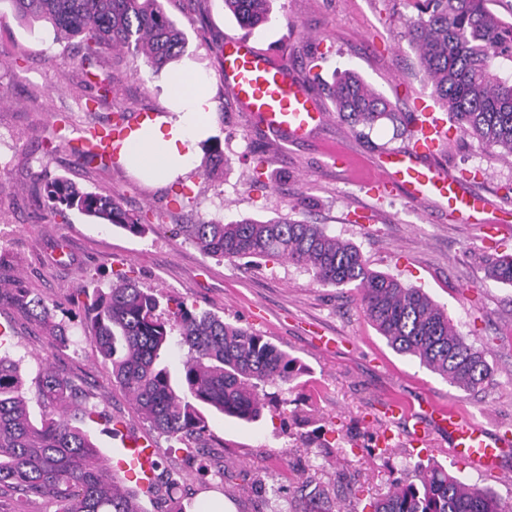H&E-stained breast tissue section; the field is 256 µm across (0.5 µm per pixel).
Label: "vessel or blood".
<instances>
[{
    "label": "vessel or blood",
    "mask_w": 512,
    "mask_h": 512,
    "mask_svg": "<svg viewBox=\"0 0 512 512\" xmlns=\"http://www.w3.org/2000/svg\"><path fill=\"white\" fill-rule=\"evenodd\" d=\"M218 76L241 108L270 131L302 139L326 120V114L284 59L260 51L243 39L224 42L223 64ZM137 119H127L117 129L95 127L81 131L78 141L95 153L119 157L124 141ZM418 139L412 148L386 154L379 161L383 173L372 182L374 190L404 189L412 200L434 199L455 214L478 213L484 223L500 224L499 213L482 195L466 191L445 169L426 162L444 131L425 104L415 116ZM432 428L447 433L454 460L479 474L498 477L506 456L512 454V435L492 436L452 408L426 405ZM117 467L144 488L155 478L156 448L140 437H124L117 451Z\"/></svg>",
    "instance_id": "b4317fda"
}]
</instances>
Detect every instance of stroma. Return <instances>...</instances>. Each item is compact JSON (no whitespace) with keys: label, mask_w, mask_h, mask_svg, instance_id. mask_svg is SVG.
I'll use <instances>...</instances> for the list:
<instances>
[{"label":"stroma","mask_w":512,"mask_h":512,"mask_svg":"<svg viewBox=\"0 0 512 512\" xmlns=\"http://www.w3.org/2000/svg\"><path fill=\"white\" fill-rule=\"evenodd\" d=\"M162 4L185 32L183 58L201 70L216 107L207 139L194 146V169L167 187L144 184L122 165L74 167L65 147L49 153L45 145L57 129L73 138L111 122L120 108L159 115L168 71L156 74L142 60L118 63L106 56L115 90L85 111L89 90L68 63L78 50L75 39L48 21L20 20L9 4L0 5V260L31 294L58 302L54 319L75 336L74 343L51 348L43 323L0 305V328L12 357L29 376L46 358L88 392L89 405L99 413L89 430L107 470L115 468L120 435L150 436L164 451L156 492L139 497L143 512H167L174 499L185 512H206L215 499L223 500L226 512H289L303 472L365 505L405 469L433 461L512 508V455L504 462V477L485 478L453 461L447 436H433L425 449L411 446L410 419L404 418L391 426L395 439L387 454L375 460L367 454L382 430L374 417L392 396L410 405L411 418L422 424L427 418L421 406L431 400L490 430H512V285L485 273L490 255L512 254V225L497 227L490 237L478 221L450 215L432 199L414 202L397 190L370 191L378 158L407 149L411 140L387 120L360 136L337 117L323 90L339 72L353 70L395 111L433 103L408 35L416 10L409 0H274L271 21L249 32L225 13L224 0H210L204 28L187 0ZM227 36L248 37L257 49L288 60L325 111V123L298 141L254 123L215 68L210 46ZM336 151L348 153L351 165L336 164ZM217 154L223 166L208 169ZM437 162L512 215V161L492 156L452 126ZM44 170L87 190L115 194L126 209L151 210L161 219L133 235L74 210L50 217L33 187ZM286 213L354 243L372 269L423 289L443 305L469 342L486 348L490 377L484 385L459 390L418 359L393 351L365 317L353 288L317 285L289 262L203 256L180 230L202 220ZM122 277L253 329L299 359L306 368L301 384L280 391L253 424L209 413L218 443L204 453H167L166 439L151 434L113 389L110 364L79 335L86 291L109 289ZM322 335L338 337L335 352L317 349L314 339ZM228 471L236 480L225 479Z\"/></svg>","instance_id":"1"}]
</instances>
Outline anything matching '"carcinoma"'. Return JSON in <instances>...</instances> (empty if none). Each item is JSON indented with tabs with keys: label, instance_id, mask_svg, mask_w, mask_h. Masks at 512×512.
<instances>
[{
	"label": "carcinoma",
	"instance_id": "1",
	"mask_svg": "<svg viewBox=\"0 0 512 512\" xmlns=\"http://www.w3.org/2000/svg\"><path fill=\"white\" fill-rule=\"evenodd\" d=\"M20 18L44 19L79 38L71 58L95 95L90 104L112 94L114 77L103 62L107 49L127 50L158 71L177 60L185 33L160 0H7ZM417 11L409 36L432 96L459 131L488 152L512 157V23L492 12L489 0H409ZM224 10L240 26L268 23L272 0H224ZM335 111L354 129H371L388 120L403 121L391 102L356 72H342L330 88ZM77 166L105 164L106 157L70 146ZM37 189L47 211L62 216L76 210L141 234L145 215L123 207L115 195L84 191L63 176L43 170ZM205 256L228 261L254 257L286 260L306 269L323 286L352 285L368 320L397 353L419 359L452 386L470 391L489 377L486 352L469 343L447 310L421 288L372 269L361 251L331 236L318 224L283 214L275 219L207 220L181 225ZM492 280L512 284V256L489 268ZM6 300L25 308L48 326L51 346L70 342L68 327L53 321L52 302L16 285ZM84 335L112 365V385L136 413L166 437L169 449L212 439L204 409L246 423L260 420L266 387L292 389L304 367L296 358L248 327L199 311L153 288L121 280L108 292L96 289L86 305ZM176 343L183 350L179 381L161 365L163 351ZM41 409L31 419L30 401ZM70 380L44 363L27 386L17 361L0 354V489L15 496L13 512H29L35 498L56 505L55 512H142L137 496L121 492L101 466L100 451L83 427L98 412L73 409ZM292 512H333L328 485L298 475ZM370 512H506L494 494L482 491L440 464L416 466L413 478L395 479L387 492L369 503Z\"/></svg>",
	"mask_w": 512,
	"mask_h": 512
}]
</instances>
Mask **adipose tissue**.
Instances as JSON below:
<instances>
[{
    "label": "adipose tissue",
    "instance_id": "obj_1",
    "mask_svg": "<svg viewBox=\"0 0 512 512\" xmlns=\"http://www.w3.org/2000/svg\"><path fill=\"white\" fill-rule=\"evenodd\" d=\"M202 73L182 66L166 85L168 114L145 119L126 139L121 160L144 180L164 186L184 177L194 167L193 144L206 137L213 103Z\"/></svg>",
    "mask_w": 512,
    "mask_h": 512
}]
</instances>
